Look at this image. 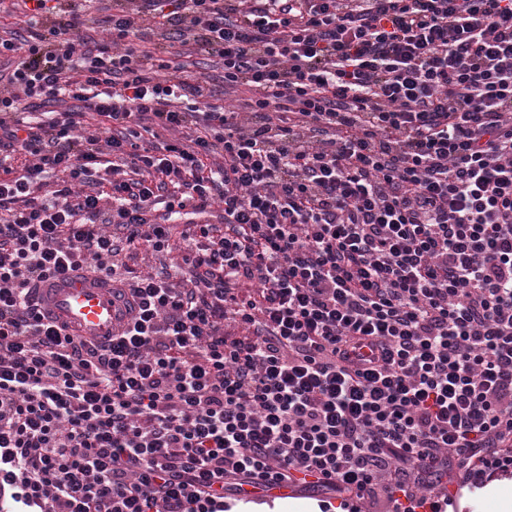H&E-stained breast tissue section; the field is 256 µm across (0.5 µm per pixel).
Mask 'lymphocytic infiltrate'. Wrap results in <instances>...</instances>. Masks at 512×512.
<instances>
[{"instance_id":"lymphocytic-infiltrate-1","label":"lymphocytic infiltrate","mask_w":512,"mask_h":512,"mask_svg":"<svg viewBox=\"0 0 512 512\" xmlns=\"http://www.w3.org/2000/svg\"><path fill=\"white\" fill-rule=\"evenodd\" d=\"M22 2L0 36V163L31 157L0 179V512H224L308 484L441 512L449 482L512 469V0H112L100 42L81 0ZM149 18L246 111L143 48ZM179 220L187 287L124 283L111 339L32 306ZM183 60L194 62V65H190L189 70L199 77L204 85L212 86L213 84L222 83V76L224 75L222 64H217L212 62V59L196 55H193L191 58H183ZM204 81L207 82L205 83Z\"/></svg>"}]
</instances>
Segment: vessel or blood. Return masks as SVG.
Returning <instances> with one entry per match:
<instances>
[{
  "label": "vessel or blood",
  "mask_w": 512,
  "mask_h": 512,
  "mask_svg": "<svg viewBox=\"0 0 512 512\" xmlns=\"http://www.w3.org/2000/svg\"><path fill=\"white\" fill-rule=\"evenodd\" d=\"M48 319L67 325L87 340L111 336L125 311L109 279L78 269L49 275L38 290Z\"/></svg>",
  "instance_id": "obj_1"
}]
</instances>
